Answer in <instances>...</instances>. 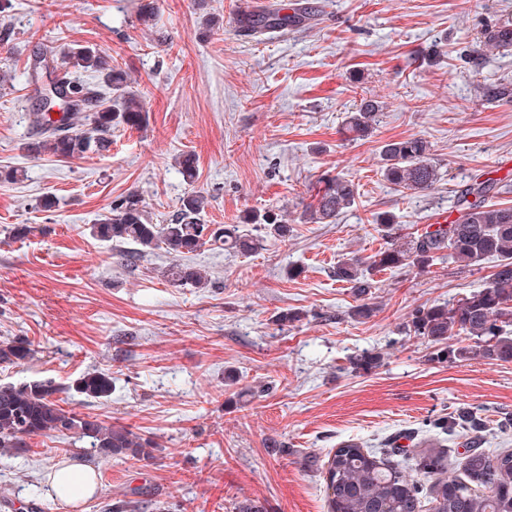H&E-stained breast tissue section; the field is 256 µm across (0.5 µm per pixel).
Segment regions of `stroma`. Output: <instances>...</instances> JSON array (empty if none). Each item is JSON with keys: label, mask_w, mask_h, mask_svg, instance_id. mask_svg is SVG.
<instances>
[{"label": "stroma", "mask_w": 512, "mask_h": 512, "mask_svg": "<svg viewBox=\"0 0 512 512\" xmlns=\"http://www.w3.org/2000/svg\"><path fill=\"white\" fill-rule=\"evenodd\" d=\"M0 13V341L23 339L35 354L0 365V383L50 380L60 404L152 438L153 457L96 458V493L76 505L49 487L68 462L67 442L37 438L22 457L0 453V512H113L134 498L176 512H232L251 499L264 512H327L320 466L347 440L373 449L449 413L485 420L487 446L512 450V362L431 361L409 334L416 307L457 303L478 289L494 260H444L375 274L374 311L355 320L358 299L336 266L385 247L377 216L411 234L455 214L461 190L481 175L512 183V48L474 60L483 25L512 17V0H314L304 27L271 39L243 36L244 10L269 0H10ZM219 26L207 28L206 18ZM96 45L128 72L146 122L112 131L108 151L67 163L25 150L35 55ZM501 97L483 96L485 87ZM384 104L368 138L346 117L360 98ZM419 136L441 179L412 193L385 181L382 142ZM196 160L194 183L178 160ZM357 188L332 224L298 216L319 178ZM205 196L201 219L237 224L274 211L293 220L288 239L267 238L251 255L208 247L185 255L204 269L203 288L176 286L171 255L127 267L92 226L113 203L138 193L153 223L176 216L190 191ZM57 201L44 210L45 198ZM16 224L32 226L9 239ZM295 314V321L280 317ZM376 367L354 363L363 353ZM112 378V393L88 399L75 380Z\"/></svg>", "instance_id": "35a3bbf8"}]
</instances>
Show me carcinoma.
Segmentation results:
<instances>
[{"label": "carcinoma", "instance_id": "obj_1", "mask_svg": "<svg viewBox=\"0 0 512 512\" xmlns=\"http://www.w3.org/2000/svg\"><path fill=\"white\" fill-rule=\"evenodd\" d=\"M315 15L313 7L293 9L271 4L266 11L245 14L240 32L256 38L302 25ZM479 45L487 50L512 48V21L502 20L481 29ZM53 77L41 83L38 69L49 67L47 56L35 60L31 79L42 98L49 92L62 108L54 120L49 108L38 107L30 115L32 141L27 149L68 162L98 153L112 143V129L140 126L146 111L130 90L127 73L112 58L92 47H71L57 53ZM88 73L93 81L79 75ZM382 110L374 98H363L350 112L347 127L354 137L372 134ZM381 172L390 184L415 193L434 188L440 181L427 140L411 136L383 143L379 150ZM498 182L476 180L460 191L458 216L446 224H427L409 238L402 237L392 215L376 222L389 238L388 246L367 258L352 257L336 268V277L352 285L359 296L368 295L372 284L366 270L416 267L422 271L445 257L467 266L487 257L498 264L486 283L457 305L433 304L413 310L408 330L422 336L433 351L431 360L446 363L453 358L466 361L486 358L512 361V206L488 200ZM356 188L339 176L328 178L303 206L300 222L330 224L355 201ZM204 197L197 192L184 195L174 222L153 224L145 204L129 193L94 224V233L105 241L131 242L138 248L124 254L128 264L137 263L148 252L163 250L178 257L221 244L224 249L249 254L262 246L264 236L284 238L289 224L277 214L253 218L260 234H249L236 225L213 228L200 221ZM167 278L173 284L203 288L208 283L200 268L172 264ZM465 336L468 344L456 348L448 341ZM31 344L14 339L0 344V364L21 366L33 358ZM74 390L86 397L101 398L112 391V378L105 373H87L76 380ZM61 389L50 381L0 385V448L14 455L25 454L37 437L76 438L89 445L91 454L124 461L152 458L154 442L124 426H112L82 417L63 408L57 394ZM437 432L416 441L411 432L400 433L375 452L359 443L345 441L327 456L321 474L329 512H512V452L485 448L486 424L471 414L436 420ZM464 439L463 456L455 461L459 476L448 475V453L441 435ZM411 441L401 445L399 440ZM431 481L422 495L420 478Z\"/></svg>", "mask_w": 512, "mask_h": 512}]
</instances>
